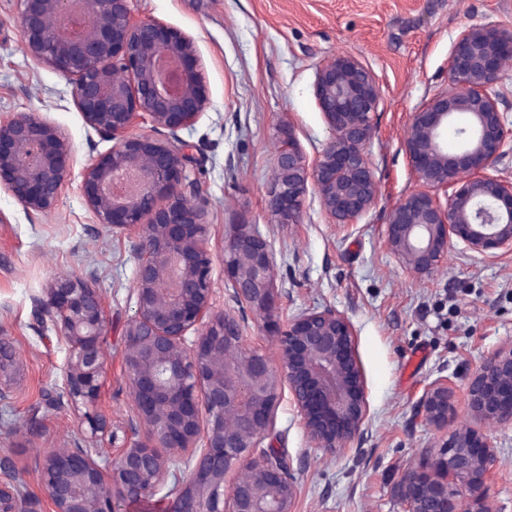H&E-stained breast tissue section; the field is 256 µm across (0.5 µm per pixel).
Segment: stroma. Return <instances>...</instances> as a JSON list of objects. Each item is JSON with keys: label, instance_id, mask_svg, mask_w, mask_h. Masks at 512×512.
<instances>
[{"label": "stroma", "instance_id": "1", "mask_svg": "<svg viewBox=\"0 0 512 512\" xmlns=\"http://www.w3.org/2000/svg\"><path fill=\"white\" fill-rule=\"evenodd\" d=\"M132 8L190 35L202 60L209 104L179 137L187 145L186 182L209 212L215 311H238L224 239L234 225L253 224L272 252L280 323L332 308L355 330L367 411L353 444L325 456L286 389L261 444L287 463L295 512H403L394 488L405 469L470 422L471 375L512 346V255L490 258L456 240L447 260L419 277L390 252L389 212L416 186L404 132L411 113L447 89L448 53L461 28L492 22L512 31V0H133ZM339 52L357 57L381 86L366 147L377 202L356 223L333 224L310 190L299 223H275L268 208L274 146L289 128L306 160L322 151L329 131L314 95L316 68ZM19 112L59 126L74 156L72 181L51 211H27L0 191V337L24 363L19 387L0 400V459L13 464L35 512H47L37 463L79 433L62 384L68 350L52 325L36 320L35 301L61 275L102 292L107 381L100 408L126 430L135 404L122 351L136 311L137 256L134 235L98 224L79 192L82 170L111 142L85 124L68 81L29 57L14 0H0V121ZM440 378L451 408L439 431L418 415L417 402ZM492 436L489 500L495 512H512V425L493 428Z\"/></svg>", "mask_w": 512, "mask_h": 512}]
</instances>
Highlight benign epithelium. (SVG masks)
Masks as SVG:
<instances>
[{"mask_svg":"<svg viewBox=\"0 0 512 512\" xmlns=\"http://www.w3.org/2000/svg\"><path fill=\"white\" fill-rule=\"evenodd\" d=\"M69 3L17 0L20 35L33 60L67 78L86 125L113 142L83 169L80 194L98 223L136 236V312L122 357L137 417L129 430L146 439L98 447L113 440L112 420L99 408L106 310L91 284L59 277L36 307L68 347L63 389L79 416L80 441L39 461L49 512H121L120 504L155 495L177 460L190 476L169 491L168 512H294L297 489L285 462L255 450L285 383L309 438L326 455L359 436L366 402L353 326L332 308L299 313L280 326L272 253L252 224L235 225L224 240V271L243 314L215 312L208 211L189 199L186 154L168 142L192 127L208 103L195 41L159 20L136 18L132 0H79L86 22L72 32L60 25ZM511 62V31L492 23L464 27L448 55V89L411 114L404 149L418 188L391 210L385 239L419 277L448 258L454 238L489 257L512 253V177L489 173L512 140L498 89ZM381 96L373 72L350 54L318 66L315 97L329 138L311 163L293 131L278 141L268 200L277 223L300 222L309 185L334 224H352L376 203L365 146ZM459 120L462 143L450 153L444 136ZM145 122L165 138L136 133ZM72 173L71 143L54 123L33 112L0 121V190L27 211L55 208ZM247 312L272 337L277 362L244 347ZM19 367L13 346L0 337L1 400ZM468 407L486 430L463 425L435 456L406 468L394 489L404 512H491L490 429L512 424V348L474 371ZM418 413L438 428L448 423V380L429 385ZM0 512H31L6 459Z\"/></svg>","mask_w":512,"mask_h":512,"instance_id":"obj_1","label":"benign epithelium"}]
</instances>
